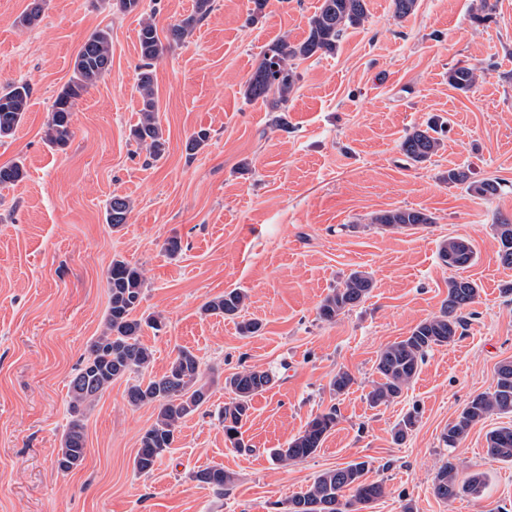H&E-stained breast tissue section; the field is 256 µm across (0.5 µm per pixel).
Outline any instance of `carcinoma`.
I'll list each match as a JSON object with an SVG mask.
<instances>
[{
	"mask_svg": "<svg viewBox=\"0 0 512 512\" xmlns=\"http://www.w3.org/2000/svg\"><path fill=\"white\" fill-rule=\"evenodd\" d=\"M214 0H194L193 11L168 29L160 38L157 27L149 20L138 31L141 65L137 76V90L141 97L139 121L130 129V137L143 145L153 160L160 159L166 150V140L158 117V101L154 89V61L163 57L173 46L183 42L212 10ZM368 17L367 0H322L309 18L308 35L300 42L287 38L272 40L262 53L254 71L245 83L244 96L250 102L260 101L270 111L277 113L274 125L286 128L288 99L296 87L299 75L296 61L315 55H330L344 31L360 26ZM112 68V28L107 24L92 31L83 42L73 65V76L56 96L46 124L45 141L57 148L67 146L73 137L72 122L75 106L89 88L97 84ZM480 75L465 67L448 71V82L456 89L467 92ZM31 88L25 83L11 85L0 93V139L11 137L27 112ZM445 128L433 123L426 128L408 132L400 143V150L411 164H423L436 154L440 134ZM211 133L201 128L187 140L186 149L196 152L208 145ZM25 176L20 163L0 167V185L7 186L21 181ZM448 183L463 185L480 197L491 198L502 189L496 180L475 181L465 167L448 170ZM132 212L131 201L114 195L105 210V221L114 229L128 223ZM372 223L389 229H414L431 223V217L417 209H397L376 215ZM499 243L498 259L505 267H512V223L500 220L495 224ZM439 259L457 274L448 278V297L440 314L418 323L410 334L386 345L377 354L376 371L379 381L366 395L373 406L386 405L399 398L409 388L428 354L439 346L455 340L464 325L463 310L477 302L479 288L475 282L459 275L475 261V251L470 241L450 237L440 246ZM145 279L141 270L124 259L115 258L107 271L109 301L104 317V328L89 345L88 357L76 368L69 381L68 412L70 420L62 435L57 454V465L70 471L84 460L86 435L85 411L112 383L134 373L147 370L153 361L152 351L140 340L143 326L156 331L162 323L154 316L136 317L144 299ZM373 280L369 273L354 271L331 289L318 307V316L333 322L345 311L360 304L370 294ZM247 295L233 288L202 306L210 316L235 318L243 310ZM200 361L189 349L181 348L170 363L169 369L159 378L140 381L128 389V400L134 406L152 405L157 411L154 423L142 434L140 448L134 459V469L139 473L151 472L163 454L171 448L180 422L196 411L208 399L205 386L200 381ZM272 382L266 371L243 369L225 378L224 389L233 394L224 405V435L232 447L244 450L243 427L250 417L253 398L265 391ZM354 378L346 371L336 373L330 386L338 395L346 393ZM512 415V361L498 366L497 381L493 390L473 397L455 420L448 423L442 441L449 448H456L470 429L493 417ZM336 408L310 419L304 430L291 439L287 447L277 448L274 458L282 465L303 461L323 444L325 437L336 427ZM418 412L406 413L398 423L395 439L402 442L414 430ZM486 454L492 461H512V426L498 427L486 434ZM368 464L351 462L329 469L315 477L304 491L288 500V512H362L385 495L381 482L365 478ZM195 479L205 483L215 492L224 495V487L234 481L232 474L222 468H211L195 474ZM481 486L480 476L461 481L456 467L448 462L438 472L433 486L437 498L447 502L460 493H476Z\"/></svg>",
	"mask_w": 512,
	"mask_h": 512,
	"instance_id": "cac0c4a2",
	"label": "carcinoma"
}]
</instances>
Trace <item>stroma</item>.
Instances as JSON below:
<instances>
[{
  "mask_svg": "<svg viewBox=\"0 0 512 512\" xmlns=\"http://www.w3.org/2000/svg\"><path fill=\"white\" fill-rule=\"evenodd\" d=\"M32 0H0V91L26 83L29 108L14 135L0 140V166L22 163L25 178L0 186V512H286L288 499L321 472L369 464L367 480L387 492L370 512H512V462L486 456V434L512 416L474 426L454 449L441 434L466 403L493 389L512 360V268L499 264L493 226L512 220V0H495L477 20L479 0H417L396 18L392 0H368L369 17L348 28L335 54L299 61L287 129L266 105L247 101L244 84L264 46L302 40L319 0H269L258 23L251 0H216L191 36L159 60L154 88L167 151L151 161L131 140L139 119L138 30L153 19L159 35L190 14L193 0H142L120 12L116 0H45L37 22L22 23ZM112 27V69L83 95L74 135L62 150L44 139L52 102L69 81L77 52L97 27ZM483 76L469 91L448 71ZM448 123L438 152L408 163L400 143L434 119ZM206 128L202 150H186ZM469 165L474 179L497 178L485 199L449 184V168ZM128 197L131 219L112 230V196ZM414 208L430 224L389 230L375 215ZM467 238L477 258L465 274L480 295L455 340L435 348L401 398L370 406L375 360L385 345L438 315L451 275L440 243ZM181 250L169 255V238ZM120 257L145 277L142 309L162 317L144 329L153 353L145 378L161 377L179 348L201 362L207 401L186 417L154 470L133 460L153 406H132L129 380L101 395L84 418L81 466L56 459L69 421L68 385L103 328L107 270ZM374 287L332 322L318 307L352 271ZM229 288L249 296L240 320L206 316L202 305ZM245 368L275 380L254 397L238 451L224 436L230 396L224 379ZM348 371L354 383L334 394ZM339 422L321 448L285 467L271 456L318 413ZM416 429L403 443L393 431L409 410ZM460 476L481 474L477 494L438 499L434 477L445 462ZM221 467L233 483L216 495L196 472Z\"/></svg>",
  "mask_w": 512,
  "mask_h": 512,
  "instance_id": "1",
  "label": "stroma"
}]
</instances>
